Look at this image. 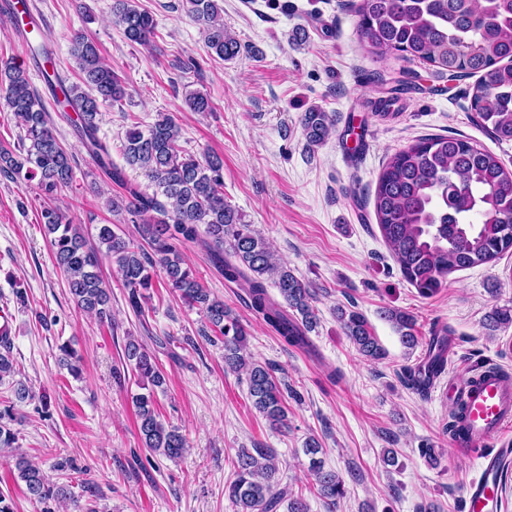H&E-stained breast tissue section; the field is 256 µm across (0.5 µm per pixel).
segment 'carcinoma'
<instances>
[{
  "label": "carcinoma",
  "instance_id": "carcinoma-1",
  "mask_svg": "<svg viewBox=\"0 0 512 512\" xmlns=\"http://www.w3.org/2000/svg\"><path fill=\"white\" fill-rule=\"evenodd\" d=\"M183 8L199 25L210 53L223 61L241 53V43L220 19L219 0H183ZM356 13L359 39L371 55L399 54L438 69L450 80L477 77L471 111L497 141H512V0H360ZM112 14L127 40L154 48L156 22L138 0H113ZM28 48L41 64L44 78L52 81L54 65L45 42L30 41ZM71 53L81 83L56 81L55 104L60 111L75 114L71 122L88 152L113 182L124 185L123 169L112 163L108 146L97 136L100 106L121 102L124 86L87 36L74 34ZM85 86L89 91L83 90ZM0 98L23 132L13 147L0 143V174L33 183L49 198L71 186L73 155L55 135L49 113L31 89L22 65L12 61L0 65ZM185 103L193 112L212 110L208 96L199 91L188 92ZM335 125L334 115L317 106L305 112L301 126L306 148L321 146ZM178 135L168 114L145 130L126 133L125 163L139 170L157 191L149 194L125 185V192L106 198V206L117 215L130 216L142 242L102 224L100 248H91L81 225L58 207L42 210L55 266L77 307L100 320L110 319L112 308L101 277L102 260L116 266L128 289V303L139 313L151 298L155 276L162 273L167 287L224 336V365L246 372L254 408L271 426H284L287 407L278 383L264 366L246 357V329L233 310L198 280L182 246L204 245L224 279L243 288L254 315L293 347L305 345L307 333L316 327L314 291L277 262L268 241L224 201L223 160L215 154L201 158L183 154L176 145ZM374 209L381 235L404 278L423 296L444 287L449 273L488 263L512 250V235H504L501 228L512 220V170L465 138H418L394 153L379 175ZM270 282L282 301L271 297ZM337 317L362 355L371 359L385 355L361 312L340 307ZM385 317L406 347L417 345L412 316L388 310ZM511 323L512 308L497 307L487 316L492 329ZM447 351L448 336L430 338L427 371L407 373L408 384L427 392L432 378L447 366ZM125 358L146 387V392L132 397L142 446L165 459L181 457L188 447L185 435L163 421L156 408L157 391L166 385L164 371L134 339L125 346ZM318 449L315 440L307 443L312 455L310 492L324 501L328 512H335L345 495L344 484L315 458ZM15 469L34 501L42 504L68 497L65 486L49 482L26 456L15 455ZM276 472L273 449H241L235 479L226 487L236 512H277L285 499L288 512H308L303 494L277 488Z\"/></svg>",
  "mask_w": 512,
  "mask_h": 512
}]
</instances>
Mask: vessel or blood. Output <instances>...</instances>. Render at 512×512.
Listing matches in <instances>:
<instances>
[{
    "label": "vessel or blood",
    "instance_id": "vessel-or-blood-1",
    "mask_svg": "<svg viewBox=\"0 0 512 512\" xmlns=\"http://www.w3.org/2000/svg\"><path fill=\"white\" fill-rule=\"evenodd\" d=\"M448 390L463 406L453 445L461 455L480 456V473L464 490L468 512H501L498 489L504 471L512 468V376L490 368L450 383ZM494 439L500 440V447L483 453V446Z\"/></svg>",
    "mask_w": 512,
    "mask_h": 512
}]
</instances>
